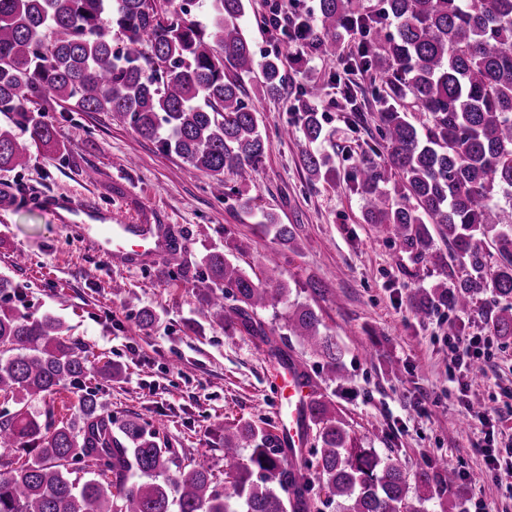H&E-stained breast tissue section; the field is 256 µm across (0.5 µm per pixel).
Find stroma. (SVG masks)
Segmentation results:
<instances>
[{"instance_id":"stroma-1","label":"stroma","mask_w":512,"mask_h":512,"mask_svg":"<svg viewBox=\"0 0 512 512\" xmlns=\"http://www.w3.org/2000/svg\"><path fill=\"white\" fill-rule=\"evenodd\" d=\"M273 4L305 13L316 0H249L243 25L260 58L278 49L262 24ZM295 55L280 95L250 94L266 155L250 184L225 176L220 200L206 175L189 173L182 158L109 113L82 112L50 95L31 104L38 120L56 128L61 148L33 149L25 168L0 171V198L8 202L0 208V272L26 283L28 311L63 318L90 360L118 368L112 379L97 381L114 420L140 415L208 465L221 454L224 427L260 421L277 430L279 367L255 337L204 318L205 285L181 268L220 248L259 275L268 255H276V277L288 285L290 301L315 308L342 349V377L324 393L350 435L397 457L411 476L445 461L456 480L443 497L425 502L426 512H442L448 500L463 512H512V483L482 451L486 444L512 445V338L493 337L482 374L448 372L449 320L469 334L493 336L497 299L483 295L467 315L412 312L409 293L445 280L446 271L411 265L391 235L364 223L363 202L347 179L378 137L375 84L370 74L345 72L338 57L306 47ZM309 75L324 86L319 109L330 136L322 148L335 167L328 181L312 180L303 169L301 133H282ZM350 80L365 91L364 122L356 128L336 106ZM56 193L91 199L122 221L171 225L185 251L157 255L138 269L117 268L55 210L37 204V197ZM266 213L295 225L294 245L275 240L262 222ZM315 281L321 292H313ZM145 309L155 321L144 330L138 316Z\"/></svg>"}]
</instances>
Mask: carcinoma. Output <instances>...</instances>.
Listing matches in <instances>:
<instances>
[{
    "instance_id": "carcinoma-1",
    "label": "carcinoma",
    "mask_w": 512,
    "mask_h": 512,
    "mask_svg": "<svg viewBox=\"0 0 512 512\" xmlns=\"http://www.w3.org/2000/svg\"><path fill=\"white\" fill-rule=\"evenodd\" d=\"M204 2L202 23L173 2L160 14L152 0H0V112L28 132L0 124V170L26 166L35 146L57 145L56 129L26 108L49 93L128 122L206 174L217 199L225 174L251 181L266 140L244 78L257 75L263 94L279 95L287 55L257 60L242 25L248 0ZM275 34L287 50L300 42L338 54L384 88L380 142L351 176L363 219L393 235L413 264L460 269L450 284L418 289L414 311L466 314L490 291L504 302L492 330L512 337V0H380L370 10L356 0H319L316 18L297 13ZM348 35L355 50L344 55ZM322 95L309 82L292 106L306 141L301 165L316 179L334 171L319 148ZM356 97L349 86L341 94L352 123L362 119ZM408 99L422 122L412 119ZM265 224L279 243L295 241L293 225L272 216ZM435 232L448 251L436 248ZM200 267L203 315L268 342L258 312L287 301L275 269L261 280L219 249ZM23 288L0 274V437L27 456L19 465L0 462V512H425L432 490L455 481L442 465L410 485L397 460L349 434L321 393L308 406L319 444L314 460L300 451L291 466L280 436L253 422L224 428L221 447L231 462L201 465L137 414L112 429V410L94 390L78 396L68 418L52 406L34 412L31 402L110 378L113 365L89 360L62 318L27 312ZM287 325L321 359L326 378L336 379L342 352L322 333L319 313L291 303ZM313 470L323 499L312 497Z\"/></svg>"
}]
</instances>
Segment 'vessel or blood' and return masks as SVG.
Wrapping results in <instances>:
<instances>
[{
    "mask_svg": "<svg viewBox=\"0 0 512 512\" xmlns=\"http://www.w3.org/2000/svg\"><path fill=\"white\" fill-rule=\"evenodd\" d=\"M68 225L105 253L114 265L136 269L141 261L157 252L167 251L171 227L167 224H117L112 212L75 196L60 199ZM280 399L288 404V445L300 448L307 438V407L315 396L313 385L302 370L289 366L284 381L277 386Z\"/></svg>",
    "mask_w": 512,
    "mask_h": 512,
    "instance_id": "vessel-or-blood-1",
    "label": "vessel or blood"
}]
</instances>
